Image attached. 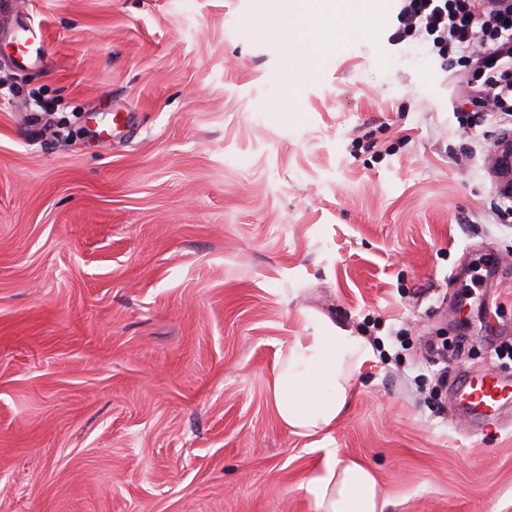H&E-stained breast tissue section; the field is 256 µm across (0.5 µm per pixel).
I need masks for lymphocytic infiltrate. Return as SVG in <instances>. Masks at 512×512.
<instances>
[{"label": "lymphocytic infiltrate", "instance_id": "1", "mask_svg": "<svg viewBox=\"0 0 512 512\" xmlns=\"http://www.w3.org/2000/svg\"><path fill=\"white\" fill-rule=\"evenodd\" d=\"M397 41L421 38L467 64L474 106L512 116V10L495 0H400Z\"/></svg>", "mask_w": 512, "mask_h": 512}]
</instances>
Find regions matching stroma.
Instances as JSON below:
<instances>
[{"instance_id": "1", "label": "stroma", "mask_w": 512, "mask_h": 512, "mask_svg": "<svg viewBox=\"0 0 512 512\" xmlns=\"http://www.w3.org/2000/svg\"><path fill=\"white\" fill-rule=\"evenodd\" d=\"M269 2L0 0V512H316L327 447L386 512H512V409L438 383L512 378V121L397 0L308 69ZM306 310L373 348L320 450L268 392ZM15 42L21 63L36 64L44 53L45 34L39 26H24L17 30Z\"/></svg>"}]
</instances>
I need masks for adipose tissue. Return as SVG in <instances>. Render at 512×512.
<instances>
[{"label":"adipose tissue","instance_id":"ef3b65f1","mask_svg":"<svg viewBox=\"0 0 512 512\" xmlns=\"http://www.w3.org/2000/svg\"><path fill=\"white\" fill-rule=\"evenodd\" d=\"M303 333L293 337L274 364L269 379L272 406L292 434L325 436L344 412L353 374L370 359L365 337L331 318L309 311ZM318 512H385L388 505L366 466L324 451V463L306 480Z\"/></svg>","mask_w":512,"mask_h":512}]
</instances>
